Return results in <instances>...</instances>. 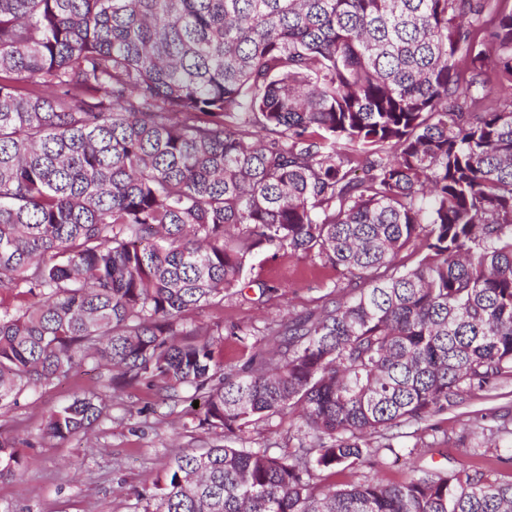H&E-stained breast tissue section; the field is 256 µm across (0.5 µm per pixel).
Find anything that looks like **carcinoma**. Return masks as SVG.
Returning <instances> with one entry per match:
<instances>
[{"instance_id": "carcinoma-1", "label": "carcinoma", "mask_w": 512, "mask_h": 512, "mask_svg": "<svg viewBox=\"0 0 512 512\" xmlns=\"http://www.w3.org/2000/svg\"><path fill=\"white\" fill-rule=\"evenodd\" d=\"M507 2L0 0V289L31 297L0 306V410L88 358L193 389L241 447L176 454L143 512H512L473 465L317 482L512 376ZM264 251L348 282L226 365L178 321ZM104 410L86 392L44 433ZM286 414L297 447L244 446Z\"/></svg>"}]
</instances>
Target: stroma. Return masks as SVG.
<instances>
[{
    "mask_svg": "<svg viewBox=\"0 0 512 512\" xmlns=\"http://www.w3.org/2000/svg\"><path fill=\"white\" fill-rule=\"evenodd\" d=\"M247 276L255 287L230 292L179 323L186 334L223 336L228 365L242 362L230 328L263 339L269 328L319 311L323 295L344 280L319 260L284 253L272 259L257 255ZM111 375L110 366L87 359L69 378L26 393L0 411V435L17 438L26 462L20 475L0 478V512H141L137 492L163 478L174 455L223 443L221 431L200 428L198 417L189 414L190 392L165 405L142 383L112 391ZM89 390L102 393L108 405L107 417L94 424L89 438H47L46 413ZM498 391L497 398H469L461 409L438 416L437 431L395 429L393 445L414 447V454L396 460L378 453L367 473L400 483L415 466L453 467L492 440L497 454L511 456L512 377L502 379Z\"/></svg>",
    "mask_w": 512,
    "mask_h": 512,
    "instance_id": "1",
    "label": "stroma"
}]
</instances>
